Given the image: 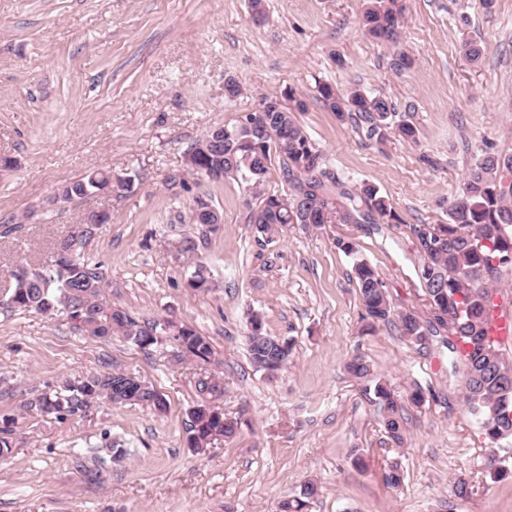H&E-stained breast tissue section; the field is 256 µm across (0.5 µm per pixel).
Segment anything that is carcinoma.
<instances>
[{
  "mask_svg": "<svg viewBox=\"0 0 512 512\" xmlns=\"http://www.w3.org/2000/svg\"><path fill=\"white\" fill-rule=\"evenodd\" d=\"M404 0H374L363 15L366 34L383 44H396ZM319 98L336 119L343 122L359 114L377 133L392 124L394 107L382 96L358 90L344 93L324 83ZM289 105L262 97L259 104L275 103L272 135L250 131L256 113L249 112L232 124L213 126L188 150L201 171L224 170V178L235 181L243 194L254 200L248 223L255 240L267 245L280 227L305 224H400L402 219L380 190L369 183L356 189L324 167V157L299 124L296 113L306 103L293 95ZM282 161V190L267 192L274 159ZM110 174L94 171L62 186L63 202L96 195L108 185ZM411 243L420 256L418 279L428 316L415 311L395 312L377 269L363 259L353 265V274L364 307L362 319L371 332L375 326L396 322L408 342L422 346L430 336H447L448 349L473 376L464 383V400L492 444L512 439V364L501 355L489 336L488 316L494 307L491 283L499 268L512 263V153L486 152L470 165L463 183L448 204V223L409 225ZM92 230L86 222L71 226L55 244V260L47 266L19 263L10 272L3 306L11 310H35L48 316L64 315L75 328L89 336L108 340L121 336L147 349L165 336L177 346V355L199 364L211 362L210 342L195 328L172 320L138 321L128 311L106 305L102 265L85 257L84 247ZM248 352L251 363L271 372V361L280 354L259 317L251 318ZM198 400L188 412V446L207 449L215 440L234 438L240 421L228 418L212 404L224 389L208 376L196 381ZM374 393L379 401L387 438L397 447L406 439L407 421L399 395L378 380ZM111 401L163 413L165 397L140 377L120 369L94 373L57 389L26 398L20 414L64 420L79 417L91 404ZM17 417H0V460L15 447ZM318 493L315 483L303 486L300 495L283 501L279 512H307Z\"/></svg>",
  "mask_w": 512,
  "mask_h": 512,
  "instance_id": "1",
  "label": "carcinoma"
}]
</instances>
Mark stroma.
I'll return each instance as SVG.
<instances>
[{"label": "stroma", "instance_id": "35a3bbf8", "mask_svg": "<svg viewBox=\"0 0 512 512\" xmlns=\"http://www.w3.org/2000/svg\"><path fill=\"white\" fill-rule=\"evenodd\" d=\"M263 3L257 21L249 0H0V151L17 160L0 172V225L18 227L0 237V285L16 261L50 264L72 224L104 211L111 220L85 253L106 275L105 301L192 325L214 351L202 368L174 361L168 343L105 342L61 315L0 308V416L114 368L168 401L162 414L102 402L75 418L20 419L0 463V512H277L309 481L319 487L310 512H512V477L495 482L484 469L493 452L512 470V443L489 450L443 337L421 348L390 325L362 334L352 273L355 258L368 261L396 310L422 311L410 225L447 222L474 158L512 152V0H405L394 46L365 34L370 0ZM467 38L481 44L480 64L466 59ZM230 78L242 95L226 96ZM324 82L386 97L417 142L337 121L319 99ZM291 92L307 105L297 118L326 168L348 186L376 185L400 223L291 224L261 246L235 181L185 172L187 150L210 127ZM180 170L184 185L168 186ZM91 171L135 175V187L55 203L63 184ZM201 194L224 215L209 233L190 221ZM201 236L194 256L179 253ZM343 236L357 257L337 248ZM198 264L208 288L188 284ZM255 315L269 335L296 341L272 378L249 361ZM356 356L405 397L403 447L386 442L374 378L348 374ZM203 372L221 382V406L241 428L197 453L186 428ZM107 435L125 459L113 460ZM393 461L404 474L397 488L385 479ZM460 475L475 486L466 499L451 492Z\"/></svg>", "mask_w": 512, "mask_h": 512}]
</instances>
